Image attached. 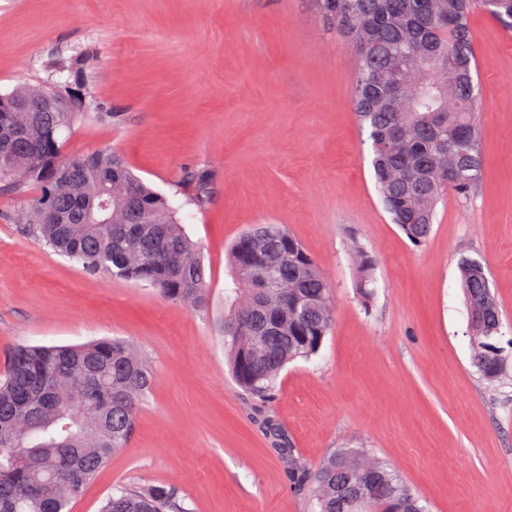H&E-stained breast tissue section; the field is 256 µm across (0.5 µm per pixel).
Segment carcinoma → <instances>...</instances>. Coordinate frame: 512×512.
<instances>
[{
  "mask_svg": "<svg viewBox=\"0 0 512 512\" xmlns=\"http://www.w3.org/2000/svg\"><path fill=\"white\" fill-rule=\"evenodd\" d=\"M345 0H318L323 15L356 50L354 106L372 149L375 185L404 235L420 244L437 204L452 191L468 195L480 182L484 157L473 79L468 16L479 7L512 24V0H440L447 20L433 18L428 0H358L364 17L342 24ZM392 83L406 89L388 103ZM34 90L0 93V130L24 133L27 150L0 160V188L37 195L22 232L92 274L146 284L164 299L203 310L208 302L204 258L175 209L110 149L67 157L63 133L78 113L12 112L14 99ZM405 138L391 140L393 128ZM453 156L448 184L441 165ZM75 178L54 181L60 163ZM359 256V287L373 282V260ZM470 308L471 364L488 381L506 359L497 335L501 311L483 264L458 263ZM231 286L224 296V350L232 376L264 397L287 365L317 354L334 316L331 287L303 245L280 224H259L228 248ZM154 381L133 345L101 339L80 345L20 347L0 378V512H70V504L112 453L124 447ZM290 477L312 484L319 512H427L388 467L360 448L342 447L314 473L293 461ZM101 512H184L168 485L126 487Z\"/></svg>",
  "mask_w": 512,
  "mask_h": 512,
  "instance_id": "carcinoma-1",
  "label": "carcinoma"
}]
</instances>
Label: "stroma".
<instances>
[{
    "instance_id": "1",
    "label": "stroma",
    "mask_w": 512,
    "mask_h": 512,
    "mask_svg": "<svg viewBox=\"0 0 512 512\" xmlns=\"http://www.w3.org/2000/svg\"><path fill=\"white\" fill-rule=\"evenodd\" d=\"M484 170L448 195L419 245L392 224L354 114L355 50L316 0H0V92L81 79L69 156L107 147L168 198L205 256L209 309L85 273L17 228L30 195L0 192V364L15 347L117 337L155 380L124 448L73 502L174 485L187 512H314L291 462L358 446L430 512H512V29L469 17ZM205 201L195 204L194 176ZM281 224L334 289L317 355L269 399L231 377L218 327L230 244ZM374 262L362 298L353 246ZM479 259L502 311L504 375L471 364L458 272Z\"/></svg>"
}]
</instances>
